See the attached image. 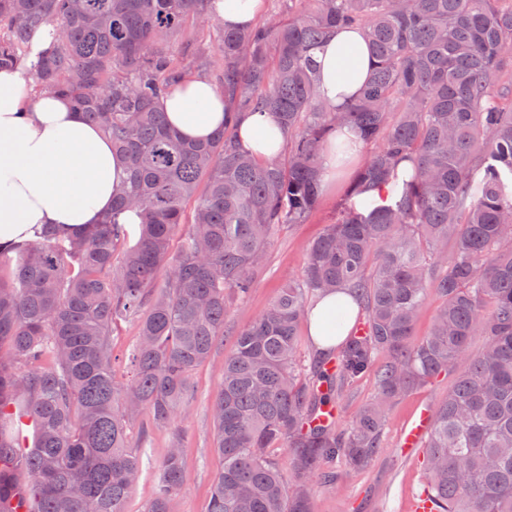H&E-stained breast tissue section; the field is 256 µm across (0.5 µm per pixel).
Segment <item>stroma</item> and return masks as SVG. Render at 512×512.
Returning <instances> with one entry per match:
<instances>
[{
    "instance_id": "obj_1",
    "label": "stroma",
    "mask_w": 512,
    "mask_h": 512,
    "mask_svg": "<svg viewBox=\"0 0 512 512\" xmlns=\"http://www.w3.org/2000/svg\"><path fill=\"white\" fill-rule=\"evenodd\" d=\"M186 45L191 46L192 52L180 59L184 71L215 76L219 66L202 26L176 35L170 43L174 49ZM370 154V148H363L344 172L329 177L316 209L301 223L278 227L265 261L255 273L253 287L226 314V332L233 334L248 327L270 306L280 288L302 279L309 245L323 233L326 225L336 222L344 209L359 207V200L348 197L347 189ZM230 347V342L219 343L214 358L199 366L194 374L195 391L189 415L182 424L186 483L180 495L171 501L170 512H207L211 484L222 467V460L213 449L211 407L221 382L223 359ZM452 381V375L439 376L414 388L392 406L381 452L367 468L354 469L341 461L321 462L320 474L311 479L313 512H413V501L423 492L426 482L424 450L420 447L404 450L401 439L422 409H435ZM376 391L377 381L371 371L345 386L336 402L337 428L348 427ZM130 436L142 457V474L126 501L125 510L142 512L167 455L170 435L168 430L149 426L141 418L134 422ZM326 472L335 474L334 483L323 481Z\"/></svg>"
}]
</instances>
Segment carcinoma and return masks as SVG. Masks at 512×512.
<instances>
[{
  "label": "carcinoma",
  "mask_w": 512,
  "mask_h": 512,
  "mask_svg": "<svg viewBox=\"0 0 512 512\" xmlns=\"http://www.w3.org/2000/svg\"><path fill=\"white\" fill-rule=\"evenodd\" d=\"M212 3L0 0V68L30 62L36 88L70 98L127 167L100 223L75 234L47 227L0 249V265H13L0 279V512L17 482L31 512H125L142 473L129 426L142 413L172 433L143 512H169L186 481L181 421L194 372L224 336L228 307L253 287L277 227L317 206L321 151L343 127L375 146L348 188L362 209L327 225L303 279L234 335L211 409L222 467L207 512H312L320 463L368 466L392 404L448 372L455 380L426 444L428 494L437 512H512V0H288L281 18L218 26L216 82L233 111L192 142L157 101L182 76L166 44L210 21ZM48 25L53 49L30 58ZM340 27L363 31L369 77L361 96L330 112L315 53ZM257 111L283 128L284 156L261 161L238 142L236 113ZM405 159L413 172L397 198L370 206ZM130 209L141 219L133 245L120 223ZM343 288L364 307V328L333 365L313 361L304 386L298 324L309 299ZM431 292L443 305L415 343ZM127 321L138 339L120 383L110 336ZM372 368L377 393L349 428L318 422ZM9 403L35 423L26 453L4 418ZM276 443L290 449L286 473L268 455Z\"/></svg>",
  "instance_id": "obj_1"
}]
</instances>
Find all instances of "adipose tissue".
<instances>
[{
  "mask_svg": "<svg viewBox=\"0 0 512 512\" xmlns=\"http://www.w3.org/2000/svg\"><path fill=\"white\" fill-rule=\"evenodd\" d=\"M368 45L360 31L333 33L317 53L320 98L329 108L358 97L367 79ZM169 125L184 139L202 141L223 127L228 106L206 77L186 75L159 100ZM242 145L261 160L276 158L284 137L266 112L240 115ZM125 163L97 127L87 123L63 96L34 93L20 68L0 70V246L32 241L43 226L81 231L112 210ZM355 309L351 295L335 293L311 309L316 348L331 346L337 305Z\"/></svg>",
  "mask_w": 512,
  "mask_h": 512,
  "instance_id": "obj_1",
  "label": "adipose tissue"
}]
</instances>
